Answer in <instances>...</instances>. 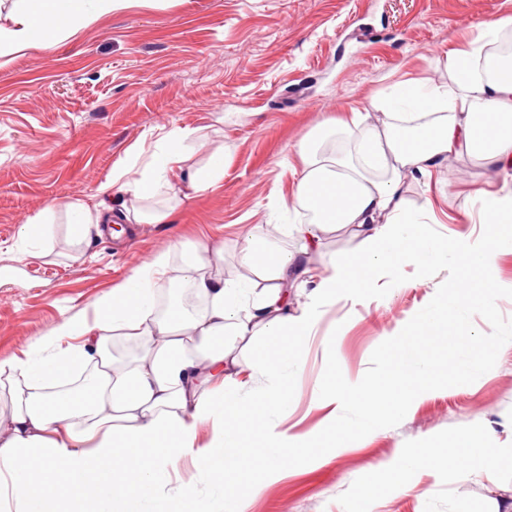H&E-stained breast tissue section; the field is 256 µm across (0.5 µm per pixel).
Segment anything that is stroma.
Returning a JSON list of instances; mask_svg holds the SVG:
<instances>
[{"mask_svg": "<svg viewBox=\"0 0 512 512\" xmlns=\"http://www.w3.org/2000/svg\"><path fill=\"white\" fill-rule=\"evenodd\" d=\"M501 14H512V0H155L62 44L0 58V365L31 352L62 320L93 318L99 296L158 255L169 259L159 290L175 286L180 264L205 247L209 276L226 281L242 275L245 240L297 248L288 226L309 216L285 203L295 191L300 143L354 109L384 128L387 116L372 106L379 91L407 78L447 82L441 58ZM176 127L192 132L187 165L223 152L220 185L176 207L171 223L136 225L132 241H74L68 203H94L113 170H141ZM505 185L512 171L451 157L428 176L406 178L403 190L411 211H425L427 232L474 238L487 228L464 215L466 196ZM48 209L47 237L24 239L23 225ZM358 246L350 229L324 233L309 258L311 276ZM495 278L492 308L459 316L493 342L466 357L465 376L432 348L436 373L422 397L353 447L320 449L259 489L241 483V512H355L359 486L379 478V466L429 440L465 435L512 446V253L498 255ZM455 279V266L427 271L409 262L381 274L361 297L324 301L296 355L292 406L275 419L280 430L318 428L329 410L317 404L316 385L332 363L353 380L381 377V337L398 335ZM186 488L209 512L224 502L187 460L164 491ZM497 500L512 501V456L481 475L467 465L415 472L370 512H492Z\"/></svg>", "mask_w": 512, "mask_h": 512, "instance_id": "1", "label": "stroma"}]
</instances>
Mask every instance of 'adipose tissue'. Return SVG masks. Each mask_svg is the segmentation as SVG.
Masks as SVG:
<instances>
[{
    "instance_id": "adipose-tissue-1",
    "label": "adipose tissue",
    "mask_w": 512,
    "mask_h": 512,
    "mask_svg": "<svg viewBox=\"0 0 512 512\" xmlns=\"http://www.w3.org/2000/svg\"><path fill=\"white\" fill-rule=\"evenodd\" d=\"M131 3L11 0L0 19V57L54 46ZM511 28L510 14L480 23L466 49L446 55L447 83H394L373 102L390 119L384 129L368 126L366 114L357 110L333 121L331 133L355 137L356 156L325 157L319 140L302 142V165L288 205L312 217L290 227L299 242L296 251L246 241L240 250L243 274L234 282L200 275L196 262L183 266L181 280L207 300L194 314L183 308L156 314L152 283L166 262L161 257L143 262L125 285L96 302L94 319L73 316L50 330L43 344L53 349L51 360H16L12 369L20 380L11 387L12 413L0 432V499L9 512H100L104 499L109 512H142L147 502L153 512H201L193 491L159 493L184 458L222 483L224 512H239L232 476L273 481L297 456L320 447H350L360 432L377 428L381 415H400L426 387L431 345L441 344L455 362L490 347V338L480 333H449L448 320L464 308L493 304L495 259L512 252V187L478 190L465 201L487 225L488 236L444 240L427 234L423 219L407 209L402 183L463 152L495 171L512 168V59L497 61L485 74L478 67L490 42ZM190 135L187 129L171 130L138 178L129 181L124 172L114 173L100 186L94 206L69 203L75 234L83 239L112 222L170 223L172 208H148L144 202L170 188L172 178L196 193L218 185L224 178L223 154H213L201 169L185 166ZM123 181L135 202L116 209L112 187ZM336 226L352 229L361 250L307 284V258L322 233ZM408 260L431 269L454 262L461 280L479 285L448 294L417 314L401 335L383 337L385 377H334L319 385L320 398L356 407L362 430L331 417L307 434L279 431L273 418L290 408L288 370L319 319L320 301L340 293L360 295L381 272ZM296 289L309 290L311 301L293 314ZM116 335L136 343L139 356L115 360L107 346ZM239 340L262 355L274 380L248 407L240 398L236 360L227 351ZM87 360L92 370L80 386L68 387L74 367ZM202 423L212 424L215 436L199 448L196 431ZM499 457V449L458 438L397 456L383 470L389 488L396 490L405 475L449 458L475 462L489 472Z\"/></svg>"
}]
</instances>
